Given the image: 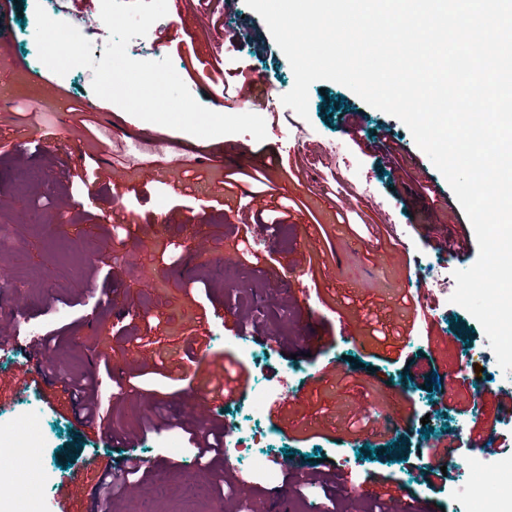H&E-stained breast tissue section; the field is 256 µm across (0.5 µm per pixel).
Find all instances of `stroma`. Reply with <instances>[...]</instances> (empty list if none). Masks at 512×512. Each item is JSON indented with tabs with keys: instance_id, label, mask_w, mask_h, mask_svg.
<instances>
[{
	"instance_id": "1",
	"label": "stroma",
	"mask_w": 512,
	"mask_h": 512,
	"mask_svg": "<svg viewBox=\"0 0 512 512\" xmlns=\"http://www.w3.org/2000/svg\"><path fill=\"white\" fill-rule=\"evenodd\" d=\"M39 4L52 7L51 0H16L0 15V38L14 59L13 68L0 70V337L7 339L0 347V449L13 447L17 424L36 427L21 468L0 475V512H255L261 502L271 512H309L314 502L323 512H366L368 499H352V487L385 477L428 512H473L457 474L472 465H512V421L494 423L489 395L474 393L480 383L501 386L480 323L453 303L441 307L434 331L415 321L413 280L435 273L452 289L460 268L430 237L452 246L474 230L408 128L332 81L311 85L308 119L283 103L267 104V82L286 92L294 75L245 0L229 12L220 0H179L185 28L170 29L159 47L154 25L141 42L149 60L170 58L179 72L214 61L219 45L226 63L246 58L252 106L206 98L199 84L188 89L215 112L262 116L265 140L247 133L198 138L107 100L91 109L85 68L60 76L38 59ZM238 32L250 42L234 51ZM304 122L313 141L341 143L356 180L371 183L377 207L358 204L340 217L341 182L316 153L266 167L261 200L227 192V171H254L258 156L288 146ZM199 156L204 164H196ZM87 170L96 177L91 193L79 180ZM282 198L294 203L287 223H261L260 209ZM166 212L174 222L156 223ZM196 224L202 248L192 237ZM246 239L251 254L242 257ZM303 288L305 304L298 300ZM217 307L234 313L237 331L226 330ZM283 321L288 337L277 349L269 336ZM378 323L396 335L398 360L378 358L370 331ZM347 328L355 341L344 340ZM201 343L210 360L247 379L215 424L247 437L261 433L254 455L288 460L300 484L258 479L247 498L225 480L251 457H230L220 471L197 460L186 421L206 385L190 360ZM429 354L458 371L455 391L443 375L426 374ZM26 361L35 383L12 389ZM326 366L331 374L319 377ZM73 377L95 379L101 427L82 423L63 393ZM283 381L309 404H292L280 418L251 413L250 401ZM363 404L397 414V425L381 437L361 432L353 421ZM491 426L501 454L460 447L444 488L423 483L419 467L433 462L448 432ZM128 455L141 460L146 478L110 500L95 497L94 483L84 480L89 469L104 473ZM322 455L338 475L331 498L303 477Z\"/></svg>"
}]
</instances>
